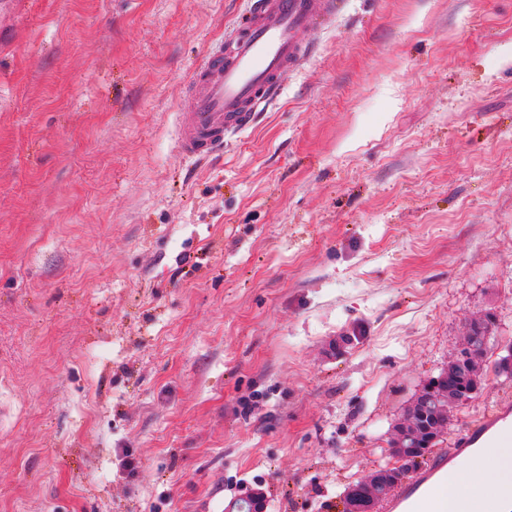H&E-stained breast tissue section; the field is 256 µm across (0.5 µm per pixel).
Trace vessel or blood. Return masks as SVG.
Segmentation results:
<instances>
[{"instance_id":"b4317fda","label":"vessel or blood","mask_w":512,"mask_h":512,"mask_svg":"<svg viewBox=\"0 0 512 512\" xmlns=\"http://www.w3.org/2000/svg\"><path fill=\"white\" fill-rule=\"evenodd\" d=\"M334 7V0H255L227 46L206 54L191 74L178 114L179 150L209 159L223 150L227 135L250 127L259 108L279 95L283 75L308 55L303 34ZM511 415L504 407L470 425L455 448L439 452L380 503V512H447L449 463L483 438L511 448Z\"/></svg>"}]
</instances>
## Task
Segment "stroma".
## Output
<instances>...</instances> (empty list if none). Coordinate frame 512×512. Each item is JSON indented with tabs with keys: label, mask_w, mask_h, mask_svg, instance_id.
Segmentation results:
<instances>
[{
	"label": "stroma",
	"mask_w": 512,
	"mask_h": 512,
	"mask_svg": "<svg viewBox=\"0 0 512 512\" xmlns=\"http://www.w3.org/2000/svg\"><path fill=\"white\" fill-rule=\"evenodd\" d=\"M251 0H0V512H341L422 387L512 343V0H336L205 163ZM491 315L492 314L487 313L483 319L471 320L468 323L465 343L456 353L451 362H457L460 364V366L466 367L469 365L473 357L482 356L485 358L487 356L488 350L486 347L489 349L491 346H493L496 339V323L494 316H492V319H487L480 335V342H484L486 347L485 345L473 344L472 337L478 336L473 330L479 329L482 321Z\"/></svg>",
	"instance_id": "obj_1"
}]
</instances>
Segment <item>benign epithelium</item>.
<instances>
[{"mask_svg":"<svg viewBox=\"0 0 512 512\" xmlns=\"http://www.w3.org/2000/svg\"><path fill=\"white\" fill-rule=\"evenodd\" d=\"M480 324L479 320L468 323L465 343L453 358L462 367L469 365L472 358L488 354L485 346L472 342ZM448 397L446 376L425 385L413 412L398 424L390 440V454L397 465L377 469L359 484L350 486L343 496L342 512H377L378 504L388 496L392 485L403 480L412 466L425 458L445 434L447 427L443 424L440 402Z\"/></svg>","mask_w":512,"mask_h":512,"instance_id":"7a95c632","label":"benign epithelium"}]
</instances>
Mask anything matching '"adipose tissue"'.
Segmentation results:
<instances>
[{"instance_id":"obj_1","label":"adipose tissue","mask_w":512,"mask_h":512,"mask_svg":"<svg viewBox=\"0 0 512 512\" xmlns=\"http://www.w3.org/2000/svg\"><path fill=\"white\" fill-rule=\"evenodd\" d=\"M512 488V448H481L448 473V512H459V501L477 497L483 489Z\"/></svg>"}]
</instances>
